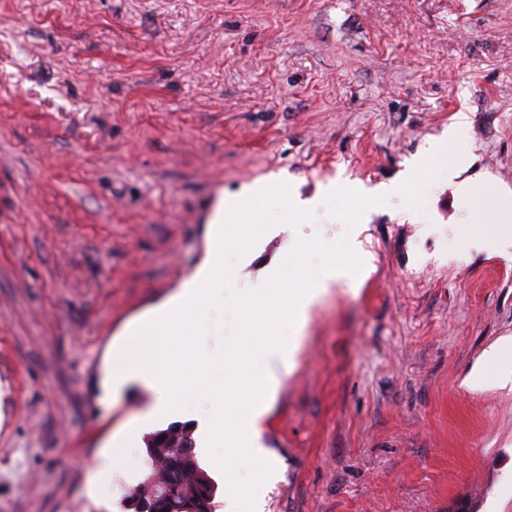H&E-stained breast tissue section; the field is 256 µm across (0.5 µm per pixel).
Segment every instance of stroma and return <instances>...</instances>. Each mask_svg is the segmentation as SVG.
Instances as JSON below:
<instances>
[{"instance_id": "obj_1", "label": "stroma", "mask_w": 512, "mask_h": 512, "mask_svg": "<svg viewBox=\"0 0 512 512\" xmlns=\"http://www.w3.org/2000/svg\"><path fill=\"white\" fill-rule=\"evenodd\" d=\"M459 111L468 175L512 199V0H0V512H123L146 467L89 475L152 396L105 400L104 364L203 258L218 193L399 182ZM462 215L441 185L425 221L322 211L235 262L249 289L347 234L371 263L297 338L266 512H512V257L455 256Z\"/></svg>"}]
</instances>
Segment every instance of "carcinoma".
<instances>
[{
    "label": "carcinoma",
    "instance_id": "cac0c4a2",
    "mask_svg": "<svg viewBox=\"0 0 512 512\" xmlns=\"http://www.w3.org/2000/svg\"><path fill=\"white\" fill-rule=\"evenodd\" d=\"M178 430L175 446L159 447L158 438ZM147 465L157 473L153 484L142 480L122 499L128 512H189L197 502L206 500L208 512H215L216 482L203 470L195 455V446L186 427L173 426L156 432L146 440Z\"/></svg>",
    "mask_w": 512,
    "mask_h": 512
}]
</instances>
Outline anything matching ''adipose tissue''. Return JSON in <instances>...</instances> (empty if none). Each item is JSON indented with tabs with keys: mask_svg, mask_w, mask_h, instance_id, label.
I'll return each instance as SVG.
<instances>
[{
	"mask_svg": "<svg viewBox=\"0 0 512 512\" xmlns=\"http://www.w3.org/2000/svg\"><path fill=\"white\" fill-rule=\"evenodd\" d=\"M277 192V186L258 181L239 193L219 195L209 218L203 262L122 343L113 346L102 379L106 398L116 399L136 383L153 392L155 400L135 417L130 429L113 436L103 466L91 477V491H105L110 473L127 470L139 431L188 412L191 399L202 391L210 408L199 421L201 445L216 449L214 466L230 479L242 465H259L265 481L273 482L276 471L263 444L261 422L276 398L280 374L297 350L281 330L288 324L303 328L310 307L348 274V266L331 263L318 278L305 277L286 285L276 284L272 273L259 281L256 292L270 306L259 320L245 313L243 342L230 358L204 354L196 334L224 286L225 225H238L236 243L248 245L256 209L272 201Z\"/></svg>",
	"mask_w": 512,
	"mask_h": 512,
	"instance_id": "adipose-tissue-1",
	"label": "adipose tissue"
}]
</instances>
